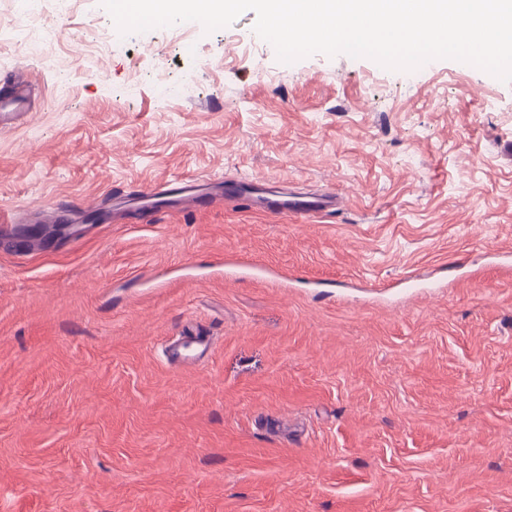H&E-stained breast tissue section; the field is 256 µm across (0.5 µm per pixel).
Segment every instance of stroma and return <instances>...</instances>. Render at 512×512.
I'll list each match as a JSON object with an SVG mask.
<instances>
[{"label": "stroma", "mask_w": 512, "mask_h": 512, "mask_svg": "<svg viewBox=\"0 0 512 512\" xmlns=\"http://www.w3.org/2000/svg\"><path fill=\"white\" fill-rule=\"evenodd\" d=\"M49 8V58L0 42L34 88L0 132V512H512V82L286 67L252 11L81 64L111 15ZM173 175L208 206L85 223ZM232 176L345 204L228 206ZM61 200L76 235L15 239ZM187 322L213 351L167 365Z\"/></svg>", "instance_id": "stroma-1"}]
</instances>
